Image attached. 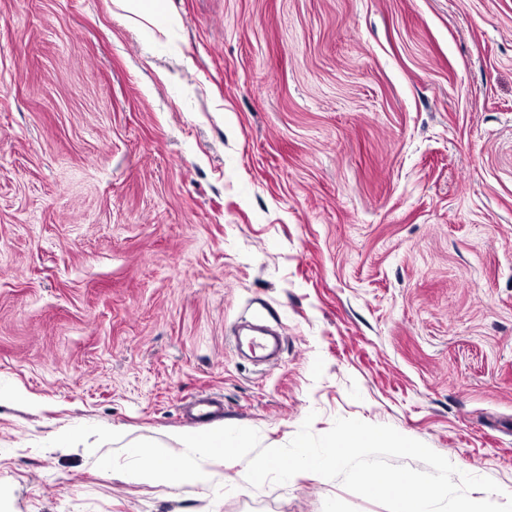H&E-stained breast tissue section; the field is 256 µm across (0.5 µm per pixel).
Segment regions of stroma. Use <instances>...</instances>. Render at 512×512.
Instances as JSON below:
<instances>
[{
	"mask_svg": "<svg viewBox=\"0 0 512 512\" xmlns=\"http://www.w3.org/2000/svg\"><path fill=\"white\" fill-rule=\"evenodd\" d=\"M0 0V512H386L55 449L389 425L512 493V0ZM122 437L96 436L99 425ZM121 7L144 17H164V0H118Z\"/></svg>",
	"mask_w": 512,
	"mask_h": 512,
	"instance_id": "35a3bbf8",
	"label": "stroma"
}]
</instances>
